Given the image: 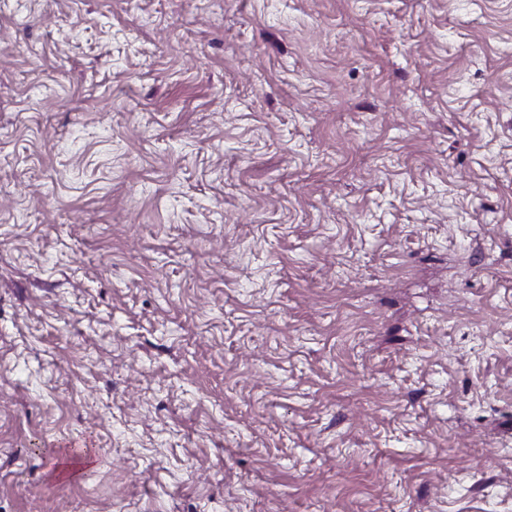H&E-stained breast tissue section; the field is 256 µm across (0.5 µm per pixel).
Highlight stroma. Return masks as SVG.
<instances>
[{
    "label": "stroma",
    "mask_w": 512,
    "mask_h": 512,
    "mask_svg": "<svg viewBox=\"0 0 512 512\" xmlns=\"http://www.w3.org/2000/svg\"><path fill=\"white\" fill-rule=\"evenodd\" d=\"M510 100L512 0H0V512H512Z\"/></svg>",
    "instance_id": "stroma-1"
}]
</instances>
